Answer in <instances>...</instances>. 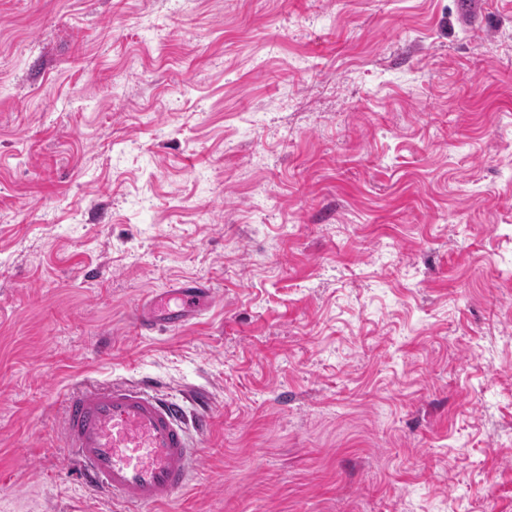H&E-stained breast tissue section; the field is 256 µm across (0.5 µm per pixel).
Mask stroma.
Listing matches in <instances>:
<instances>
[{
  "instance_id": "1",
  "label": "stroma",
  "mask_w": 512,
  "mask_h": 512,
  "mask_svg": "<svg viewBox=\"0 0 512 512\" xmlns=\"http://www.w3.org/2000/svg\"><path fill=\"white\" fill-rule=\"evenodd\" d=\"M145 377L153 512H512V0H0V512H119L60 404ZM207 288L187 282L179 288L155 292L145 299L146 313L138 322L141 332L152 334L163 326H180L199 315L202 310L201 297ZM177 293V302L172 307V293Z\"/></svg>"
}]
</instances>
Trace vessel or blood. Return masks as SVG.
<instances>
[{"label": "vessel or blood", "instance_id": "b4317fda", "mask_svg": "<svg viewBox=\"0 0 512 512\" xmlns=\"http://www.w3.org/2000/svg\"><path fill=\"white\" fill-rule=\"evenodd\" d=\"M201 286L188 282L177 290L147 296L141 332L182 325L202 310ZM211 425L208 408L194 415L155 385L112 381L70 390L63 402L64 451L80 481L123 512H148L175 501L189 486L198 450L191 433Z\"/></svg>", "mask_w": 512, "mask_h": 512}]
</instances>
